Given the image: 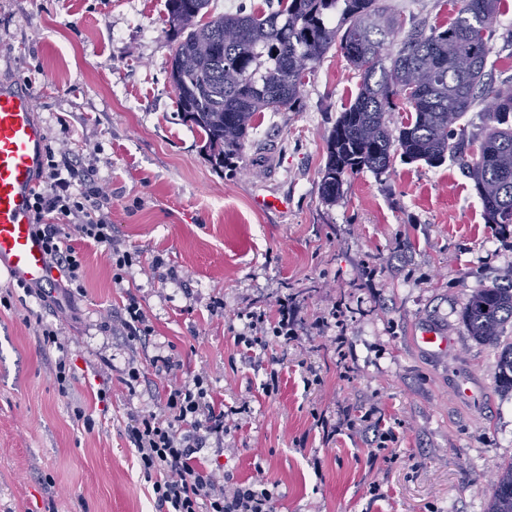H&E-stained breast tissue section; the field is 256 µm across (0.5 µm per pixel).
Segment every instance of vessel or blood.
Here are the masks:
<instances>
[{
	"mask_svg": "<svg viewBox=\"0 0 512 512\" xmlns=\"http://www.w3.org/2000/svg\"><path fill=\"white\" fill-rule=\"evenodd\" d=\"M44 131L29 95L0 87V268L29 283L47 277V257L32 231L28 202L37 188Z\"/></svg>",
	"mask_w": 512,
	"mask_h": 512,
	"instance_id": "obj_1",
	"label": "vessel or blood"
}]
</instances>
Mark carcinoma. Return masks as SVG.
I'll list each match as a JSON object with an SVG mask.
<instances>
[{
	"instance_id": "1",
	"label": "carcinoma",
	"mask_w": 512,
	"mask_h": 512,
	"mask_svg": "<svg viewBox=\"0 0 512 512\" xmlns=\"http://www.w3.org/2000/svg\"><path fill=\"white\" fill-rule=\"evenodd\" d=\"M210 0H168L177 31L170 79L184 118L202 134L212 164L239 156L261 112L300 111L307 74L331 49L344 55L360 82L326 139L322 199L340 197L345 176L386 173L395 154L440 166L457 158L489 224H512V83L486 72L499 0H460L446 28L402 24L379 0H278L266 11L212 16ZM484 108L479 144L465 158L467 126ZM408 109L395 124L398 105ZM469 335L495 344L512 322V284L477 289L463 315ZM498 380L512 391V345L501 354ZM485 512H512V463L491 484Z\"/></svg>"
}]
</instances>
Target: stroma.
Returning a JSON list of instances; mask_svg holds the SVG:
<instances>
[{
    "label": "stroma",
    "mask_w": 512,
    "mask_h": 512,
    "mask_svg": "<svg viewBox=\"0 0 512 512\" xmlns=\"http://www.w3.org/2000/svg\"><path fill=\"white\" fill-rule=\"evenodd\" d=\"M383 4L407 25L445 26L457 10ZM496 29L487 70L507 82L512 0ZM175 38L167 0H0V84L30 94L45 134L67 129L74 149L97 147L115 235L177 273L162 281L135 267L118 288L101 248L84 247L85 292L61 322V351L40 336L57 322L55 299L0 273V512H155L127 429L159 380L131 390L123 378L129 361L146 367L172 350L184 374L207 370L226 406L249 399L227 452L203 453L238 480L263 468L277 512H483L491 479L512 463V393L499 386L497 348L469 336L463 312L477 289L512 282V225L488 226L451 160L394 158L385 174L347 176L325 204L326 139L359 82L334 50L308 75L300 111L262 113L239 159L215 168L177 104ZM268 197L281 207L262 206ZM130 293L154 328L145 345L104 326ZM281 304L296 315L295 340L243 360V314ZM428 325L446 333V350L418 344ZM270 365L281 384L268 397ZM78 406L93 429L75 421ZM319 414L337 426L331 439ZM378 421L393 432L384 460L373 457Z\"/></svg>",
    "instance_id": "35a3bbf8"
}]
</instances>
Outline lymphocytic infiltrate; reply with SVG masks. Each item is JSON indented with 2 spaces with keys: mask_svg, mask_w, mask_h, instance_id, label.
I'll return each instance as SVG.
<instances>
[{
  "mask_svg": "<svg viewBox=\"0 0 512 512\" xmlns=\"http://www.w3.org/2000/svg\"><path fill=\"white\" fill-rule=\"evenodd\" d=\"M37 180L30 208L48 265L60 274L53 288L68 295L83 292L84 261L76 247L80 240L104 248L112 281L122 285L132 266L144 260L112 233L95 153L73 151L65 139L46 145ZM69 224L74 227L70 233L65 230ZM109 325L131 342L153 333L149 316L131 293ZM293 337L287 311L263 310L248 313L246 329L236 340L243 358L252 360L271 340ZM150 364L156 377L165 381L164 392L155 406L137 412L127 432L140 472L151 485L156 512H276L277 499L263 472L238 481L225 474L220 462L200 455L208 440L223 442L231 432V416L246 412L249 400L225 408L204 370L178 380L183 365L178 355H157Z\"/></svg>",
  "mask_w": 512,
  "mask_h": 512,
  "instance_id": "lymphocytic-infiltrate-1",
  "label": "lymphocytic infiltrate"
}]
</instances>
